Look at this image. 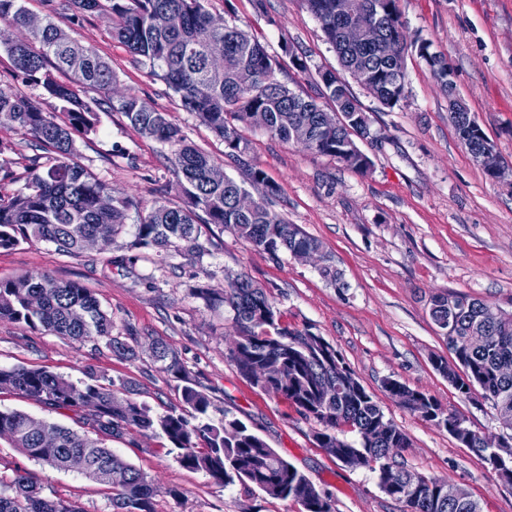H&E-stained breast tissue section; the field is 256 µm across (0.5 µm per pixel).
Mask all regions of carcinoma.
<instances>
[{
    "mask_svg": "<svg viewBox=\"0 0 512 512\" xmlns=\"http://www.w3.org/2000/svg\"><path fill=\"white\" fill-rule=\"evenodd\" d=\"M25 0H0V23L23 25L29 10ZM206 0H63L43 17L40 28L19 43H5L14 67L40 89L36 96L0 87V127L21 129L37 153L29 159L23 186L0 195V250L38 239L60 252L78 256L89 237L110 241L127 226L131 209L137 210L130 251H145L165 258L173 253L202 255L203 241L212 227L229 230L256 249L276 257L306 249L323 251L320 275L342 288V273L323 243L289 224L269 207L279 192L260 169L250 170V181L266 186V194L249 213L239 212L233 193L243 189L224 173V165L188 141L182 130L162 112L147 108L135 94L113 100L109 96L118 75L112 62L95 49L79 43L70 24L83 14L107 15L112 39L122 43L153 75L179 96L182 107L224 142L227 155L239 157L248 149L242 127L261 113L265 130L289 142L290 129L305 127L315 135L311 151L364 171L371 165L362 152L350 149L356 136L370 134L357 121L363 108L335 72L318 73L319 97L350 113L341 130L325 124L316 98L304 99L276 76L279 60L247 30L211 15ZM323 24L327 41L346 72L367 74L365 90L383 106L392 108L404 97L406 58L413 49L425 61L441 88L448 87V63L430 45L407 42L398 0H306ZM167 15L171 24L157 28L154 16ZM363 23L378 25L391 51L381 43L346 41L344 28ZM249 70L253 81L238 82ZM69 74L60 81L54 72ZM95 91L99 98L87 93ZM53 99L64 119L45 112L39 100ZM122 113L140 134L171 148L173 173L187 198L184 206L159 198L149 210H138L128 197L112 196V204H98L107 185L77 161L76 138L96 132L98 112ZM449 120L459 141L469 148L486 139L482 128L472 127L466 112H451ZM195 295L209 309L221 306L233 312L237 342L230 359L253 386L283 399L297 413L319 425L318 446L348 468L376 473L382 492L402 504V512H482L480 503L465 493L448 499V480L426 475L420 483L399 481L408 471L400 461L409 446L406 434L392 420L347 365L339 351L309 329L281 323L265 289L245 274L227 276L224 290L204 286ZM429 313L445 338L451 360L438 359L435 369L461 394L479 389L500 415L512 416V321L498 320L500 308L466 293H434ZM0 319L31 329L42 328L80 342L103 341L113 356L137 357V337L114 333L112 316L94 292L77 281H59L43 272L0 280ZM480 329L483 345L468 342ZM153 360L159 369L182 382L180 409L156 413L138 401L136 383L122 379L99 382L93 371L81 385L42 368L0 367V391L13 392L51 409L82 412V423L113 438L129 432L159 435L170 445L183 467L201 471L224 487L238 484L247 494L291 500L301 512H334L331 496L293 463L280 456L243 420L224 411L210 416L212 401L196 375L167 344L156 340ZM384 387L404 408L448 431L498 472L512 487V433L486 435L464 425V418L447 412L433 397L396 380ZM29 458L56 470H76L112 488L113 512H156L155 497L180 496L162 489L147 473L125 462L87 434L57 423L37 420L22 411H0V437ZM0 512H80L75 506L43 494L27 476L0 474Z\"/></svg>",
    "mask_w": 512,
    "mask_h": 512,
    "instance_id": "obj_1",
    "label": "carcinoma"
}]
</instances>
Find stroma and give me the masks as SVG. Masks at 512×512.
<instances>
[{
  "mask_svg": "<svg viewBox=\"0 0 512 512\" xmlns=\"http://www.w3.org/2000/svg\"><path fill=\"white\" fill-rule=\"evenodd\" d=\"M207 8L280 56L277 78L300 96L313 95L319 70L337 71L371 119L369 137L358 142L372 162L367 172L257 127L243 128L248 149L242 162H235L223 141L186 112L148 66L112 40L105 17L81 16L73 35L111 60L119 76L117 92L135 94L148 108L166 113L190 141L223 161L227 176L247 182L249 169L256 168L277 183L272 210L324 243L343 273V287L327 283L312 264L285 253L271 257L218 228L202 257L147 254L122 269L109 263L121 252L116 242L70 256L51 243L27 240L0 250V279L41 271L84 284L111 313L117 332L136 333L138 357L121 360L102 342L0 320V366L44 368L76 383L92 368L104 384L134 381L139 401L162 413L181 404L178 381L151 358L150 342L162 340L199 374L214 418L228 411L244 420L327 491L336 512H401V504L381 491L375 473L344 467L327 455L313 438L316 423L250 384L231 362V311L206 308L193 290L200 284L223 289L227 274L243 273L267 288L285 324L311 329L336 347L408 437L407 468L461 485L482 512H512V488L480 457L401 407L383 388L385 380H397L434 397L472 429L501 433L490 403L477 393L460 394L435 370L434 359L447 356L448 348L430 317L428 299L436 292H462L512 312V184L486 176L461 145L448 120V97L417 54L406 59L404 98L387 108L340 70L322 23L305 0H208ZM399 9L407 40L430 43L447 58L459 95L512 166V0H399ZM286 44L305 57L307 71L283 56ZM0 139L12 146L4 155L9 174L0 175V192L9 194L34 150L19 130L2 129ZM77 146L80 162L113 195L130 197L143 210L161 196L181 203L171 150L140 135L121 113H100L98 133ZM101 441L166 491H179L176 499L166 492L157 496V512H300L292 501L250 496L182 467L162 438L105 435ZM16 471L79 512H112L106 486L40 464L2 437L0 472Z\"/></svg>",
  "mask_w": 512,
  "mask_h": 512,
  "instance_id": "35a3bbf8",
  "label": "stroma"
}]
</instances>
